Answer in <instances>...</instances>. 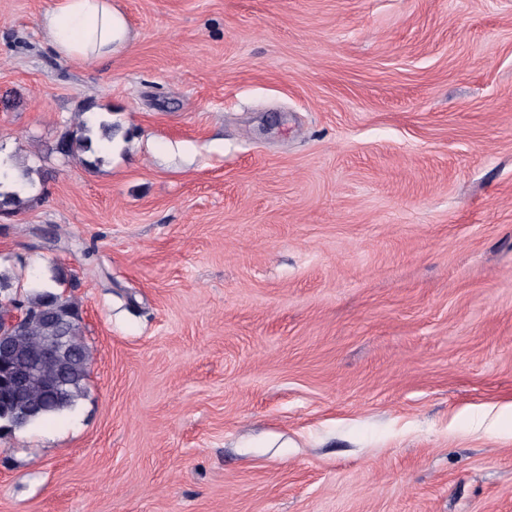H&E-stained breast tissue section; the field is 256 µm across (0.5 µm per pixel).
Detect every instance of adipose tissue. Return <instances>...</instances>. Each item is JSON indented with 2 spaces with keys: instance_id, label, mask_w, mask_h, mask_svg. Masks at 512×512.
I'll use <instances>...</instances> for the list:
<instances>
[{
  "instance_id": "obj_1",
  "label": "adipose tissue",
  "mask_w": 512,
  "mask_h": 512,
  "mask_svg": "<svg viewBox=\"0 0 512 512\" xmlns=\"http://www.w3.org/2000/svg\"><path fill=\"white\" fill-rule=\"evenodd\" d=\"M39 25L58 55L88 64L111 55L129 36L127 19L112 0H55Z\"/></svg>"
}]
</instances>
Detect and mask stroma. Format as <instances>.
<instances>
[{"instance_id": "stroma-1", "label": "stroma", "mask_w": 512, "mask_h": 512, "mask_svg": "<svg viewBox=\"0 0 512 512\" xmlns=\"http://www.w3.org/2000/svg\"><path fill=\"white\" fill-rule=\"evenodd\" d=\"M54 2L0 0V274L93 360L0 512H512V0H114L91 65ZM39 25L58 55L88 64L111 56L129 37L127 19L112 0H57ZM86 112L78 114L75 129L66 132L57 144V153L64 159L78 158L82 153L93 151V137H97L98 145L109 147L112 144V125L105 121L98 124L91 119H79Z\"/></svg>"}]
</instances>
